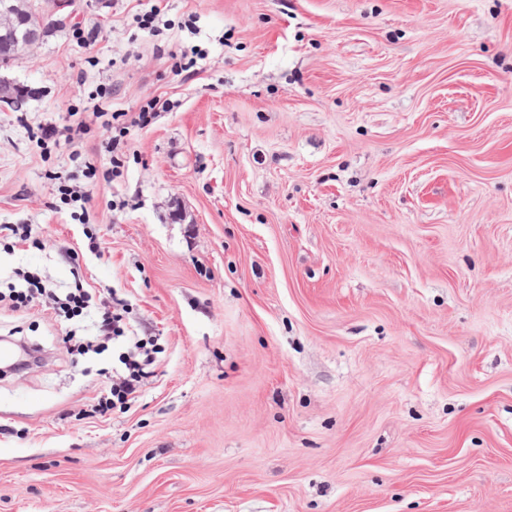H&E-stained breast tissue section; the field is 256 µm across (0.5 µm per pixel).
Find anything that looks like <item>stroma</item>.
I'll list each match as a JSON object with an SVG mask.
<instances>
[{"instance_id": "stroma-1", "label": "stroma", "mask_w": 512, "mask_h": 512, "mask_svg": "<svg viewBox=\"0 0 512 512\" xmlns=\"http://www.w3.org/2000/svg\"><path fill=\"white\" fill-rule=\"evenodd\" d=\"M162 8L153 36L136 15ZM0 76V512H512V0H71ZM190 70L176 72L181 56ZM168 109L121 152L96 109ZM82 125L76 142L33 128ZM89 202L63 204L52 173ZM26 283L28 284L26 289L11 288L8 296L0 293V302L7 301L5 304L10 308L20 310L38 300L47 307L48 304L53 305V309H56V305L58 309L66 310L73 317L82 314L84 309L90 307L92 295L83 288H77L76 292H69L61 298L56 291L39 285L38 281L26 280ZM126 310L125 301L112 296V309L105 305L101 313L100 331L103 339L109 341L122 338L127 343L128 350L120 356L122 367L112 371L109 394L98 404L100 412H106L116 403H133L138 398L141 384L151 373L146 369L153 363V345L135 336L132 325L127 320Z\"/></svg>"}]
</instances>
